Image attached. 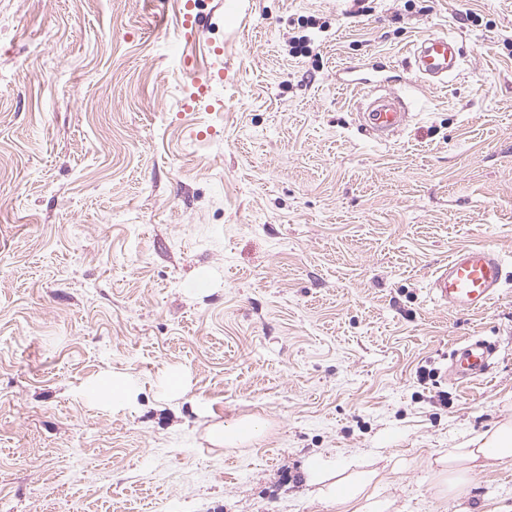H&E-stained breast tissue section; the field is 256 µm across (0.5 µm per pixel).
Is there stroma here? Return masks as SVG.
<instances>
[{"mask_svg":"<svg viewBox=\"0 0 512 512\" xmlns=\"http://www.w3.org/2000/svg\"><path fill=\"white\" fill-rule=\"evenodd\" d=\"M187 1L0 0V512H343L317 458L399 512L511 507L512 466L448 497L431 462L512 418V283L479 314L427 285L462 246L512 269V0H191L190 40ZM429 34L444 86L406 62ZM348 67L403 131L361 128ZM456 55V43L448 40L447 36H427L415 44V72L430 82L443 81L452 71ZM354 73L350 79L345 80L347 87L351 84L360 87L363 98L367 100L365 111L362 113L365 130L379 138H387L406 127L414 117L404 101L392 95L377 94L384 84L374 83L373 75ZM362 85V86H361ZM488 349L474 342L460 345L454 355L451 367L453 378L461 383H470L481 379L487 369ZM133 385L124 377L113 375L108 386L97 389V397H102L105 393L112 394V404H122L128 402L133 396ZM101 393V394H100Z\"/></svg>","mask_w":512,"mask_h":512,"instance_id":"35a3bbf8","label":"stroma"}]
</instances>
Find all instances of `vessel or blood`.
I'll return each mask as SVG.
<instances>
[{
  "instance_id": "vessel-or-blood-1",
  "label": "vessel or blood",
  "mask_w": 512,
  "mask_h": 512,
  "mask_svg": "<svg viewBox=\"0 0 512 512\" xmlns=\"http://www.w3.org/2000/svg\"><path fill=\"white\" fill-rule=\"evenodd\" d=\"M457 55L455 42L444 36H428L413 50L415 71L432 82L447 79ZM351 85L360 87L366 99L362 119L366 131L381 138L406 127L413 114L404 101L380 91L373 76L357 73ZM508 276L502 255L488 246L456 249L447 263L433 273L428 293L431 301L451 311L469 314L486 311L501 294ZM488 349L474 342L460 345L454 355L451 372L455 380L470 383L481 379L487 369Z\"/></svg>"
}]
</instances>
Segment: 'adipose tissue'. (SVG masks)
<instances>
[{"instance_id": "obj_1", "label": "adipose tissue", "mask_w": 512, "mask_h": 512, "mask_svg": "<svg viewBox=\"0 0 512 512\" xmlns=\"http://www.w3.org/2000/svg\"><path fill=\"white\" fill-rule=\"evenodd\" d=\"M512 460V421L472 438L470 445L449 449L438 463L445 472L472 474L485 467ZM374 473L364 472L341 479L340 503L345 512H388L391 503L373 490Z\"/></svg>"}]
</instances>
